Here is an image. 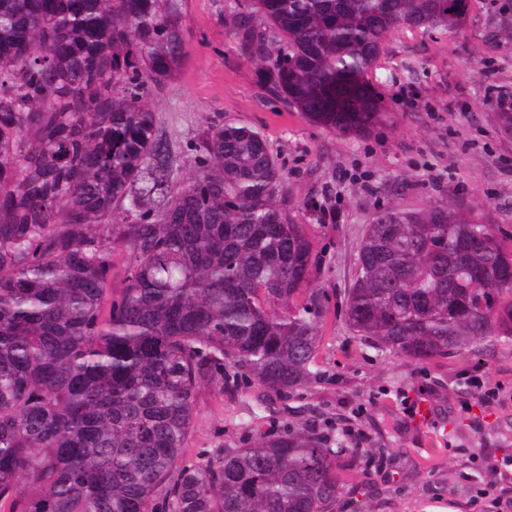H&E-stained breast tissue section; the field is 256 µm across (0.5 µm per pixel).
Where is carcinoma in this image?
<instances>
[{
    "instance_id": "cac0c4a2",
    "label": "carcinoma",
    "mask_w": 512,
    "mask_h": 512,
    "mask_svg": "<svg viewBox=\"0 0 512 512\" xmlns=\"http://www.w3.org/2000/svg\"><path fill=\"white\" fill-rule=\"evenodd\" d=\"M259 81L330 132L383 118L390 34L472 0H222ZM187 0H0V512H332L343 440L283 427L177 466L201 388L316 381L321 262L261 132L150 101ZM512 44V0L486 15ZM344 317L413 360L512 337V237L464 198L385 208Z\"/></svg>"
}]
</instances>
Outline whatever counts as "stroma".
<instances>
[{"label":"stroma","instance_id":"stroma-1","mask_svg":"<svg viewBox=\"0 0 512 512\" xmlns=\"http://www.w3.org/2000/svg\"><path fill=\"white\" fill-rule=\"evenodd\" d=\"M487 7L475 0L459 34L391 35L369 75L387 115L355 134L329 132L262 88L227 40L216 0H188V64L153 104L188 124L222 119L264 134L320 255L328 313L317 382L277 397L202 388L180 465L286 423H328L365 436H345L351 452L338 461L334 512H512V340L414 361L354 336L342 312L364 229L385 207L467 197L512 232V132L497 121L499 92L512 87V49L485 43ZM476 371L507 400L482 406L469 382ZM493 470L505 475L500 498L472 503Z\"/></svg>","mask_w":512,"mask_h":512}]
</instances>
